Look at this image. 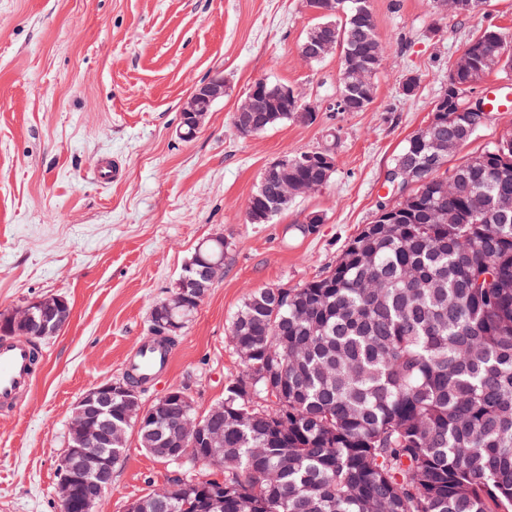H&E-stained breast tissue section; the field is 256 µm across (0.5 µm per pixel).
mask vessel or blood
Instances as JSON below:
<instances>
[{
  "instance_id": "b4317fda",
  "label": "vessel or blood",
  "mask_w": 512,
  "mask_h": 512,
  "mask_svg": "<svg viewBox=\"0 0 512 512\" xmlns=\"http://www.w3.org/2000/svg\"><path fill=\"white\" fill-rule=\"evenodd\" d=\"M171 351L144 344L130 359L128 368L137 376L154 381L169 370ZM36 371L32 361V345L20 338L0 339V406H13L20 396L32 392Z\"/></svg>"
}]
</instances>
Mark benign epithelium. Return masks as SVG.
I'll return each mask as SVG.
<instances>
[{
	"instance_id": "1",
	"label": "benign epithelium",
	"mask_w": 512,
	"mask_h": 512,
	"mask_svg": "<svg viewBox=\"0 0 512 512\" xmlns=\"http://www.w3.org/2000/svg\"><path fill=\"white\" fill-rule=\"evenodd\" d=\"M268 80L258 78L247 90V96L237 108L238 114L251 111V100L266 90ZM224 75L217 72L199 85L183 103L180 112L181 131L184 139L194 138L202 128L212 106L224 99ZM447 95L438 97L432 107V116L426 129L432 130L446 122ZM347 107L343 97L321 101H308L307 112H334ZM438 149L424 156L419 164L403 165L388 170L386 181L392 184L393 193L406 199L410 189L435 181L437 173L448 166L443 152V142ZM224 272V259L207 261L201 247L186 262L183 273L175 283L168 298L152 310L151 318L166 317L164 327L151 324V336H179L190 319L189 312L200 306L215 280ZM68 304L62 295H48L33 300L0 316V332L9 336L31 333L50 338L57 335L69 322ZM119 398L125 405V422L135 432L146 425L169 418L173 409L185 413L181 423L168 425L160 432L157 447L163 449L162 458L167 462L194 460L213 468L220 465L224 455V403L214 404L206 414L196 418L187 416L194 408L191 396L178 388H171L155 401L145 404L139 388L123 378L108 379L90 387L72 409L69 423V443L58 468L57 498L60 512H96L103 495L112 488L114 465L112 446L124 447L126 429L112 425V399ZM195 488L208 491V512H221L224 508V487L212 484V479L198 480Z\"/></svg>"
}]
</instances>
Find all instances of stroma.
Returning a JSON list of instances; mask_svg holds the SVG:
<instances>
[{
    "mask_svg": "<svg viewBox=\"0 0 512 512\" xmlns=\"http://www.w3.org/2000/svg\"><path fill=\"white\" fill-rule=\"evenodd\" d=\"M389 4L372 0L383 63L366 111L245 138L233 114L256 78L307 101L338 92L339 54L311 64L298 52L318 21L306 0H0V313L50 294L72 307L61 333L38 343L32 393L0 411V512H58L74 404L123 376L148 337L153 304L214 235L228 244L224 275L179 336L171 370L141 400L182 387L200 414L222 400L241 370L229 330L244 300L324 275L380 203L392 202L386 173L427 124L465 43L490 23L512 32V0H487L467 18L442 13L436 0ZM218 71L228 95L183 140L184 100ZM324 148L336 168L323 188L270 223L247 222L271 162ZM105 157L122 166L120 182L97 181ZM313 212L323 223H307ZM181 475L129 437L97 510L124 512Z\"/></svg>",
    "mask_w": 512,
    "mask_h": 512,
    "instance_id": "1",
    "label": "stroma"
}]
</instances>
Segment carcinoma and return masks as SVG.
<instances>
[{"instance_id": "cac0c4a2", "label": "carcinoma", "mask_w": 512, "mask_h": 512, "mask_svg": "<svg viewBox=\"0 0 512 512\" xmlns=\"http://www.w3.org/2000/svg\"><path fill=\"white\" fill-rule=\"evenodd\" d=\"M334 2L301 45L330 32L340 91L362 112L381 41L357 11L368 0ZM465 47L468 66L496 59L486 72L512 76L511 33L488 25ZM448 85L452 116L474 87ZM304 104L291 87L267 93L258 132ZM318 155L298 154L309 160L288 181L322 182ZM451 169L460 197L413 190L405 223L367 225L325 275L261 289L238 311L230 339L249 357L224 392V512H512V212L491 208L512 196V136ZM279 180L261 177L249 203L262 208Z\"/></svg>"}]
</instances>
